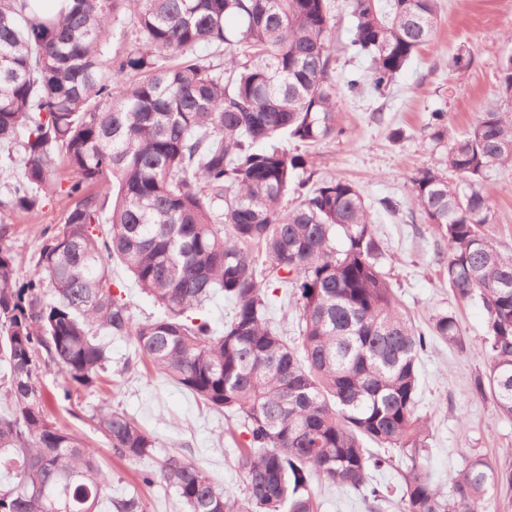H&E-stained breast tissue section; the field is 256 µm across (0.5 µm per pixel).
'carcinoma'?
<instances>
[{
    "label": "carcinoma",
    "instance_id": "1",
    "mask_svg": "<svg viewBox=\"0 0 512 512\" xmlns=\"http://www.w3.org/2000/svg\"><path fill=\"white\" fill-rule=\"evenodd\" d=\"M329 0H60L44 13L0 0V512H149L138 485H161L188 512H318L313 484L365 489L370 512L392 494L400 512H484L512 491V461L468 457L443 491L422 463L418 360L439 338L466 347L453 313L428 331L402 309L357 185L322 180L289 209L311 147L336 137L338 86ZM350 45L387 86L431 43L437 0H349ZM130 50H111L125 15ZM209 50V61L198 51ZM498 95L512 102V54ZM512 166V116L498 103L448 147L446 169L412 178L422 219L448 243V288L485 312L473 393L512 420V254L488 228L486 172ZM70 201L25 278L4 244L19 218ZM266 268L256 267L254 252ZM121 266L158 315L134 321L113 291ZM291 286L300 344L269 324V291ZM233 302L221 328L209 311ZM125 338L138 366L206 407L233 413L247 438L235 464L245 495L224 493L181 449L101 400L90 416L138 484L105 499L112 472L49 414L40 367L64 376L56 399L116 386L100 336ZM405 461L399 489L369 471Z\"/></svg>",
    "mask_w": 512,
    "mask_h": 512
}]
</instances>
